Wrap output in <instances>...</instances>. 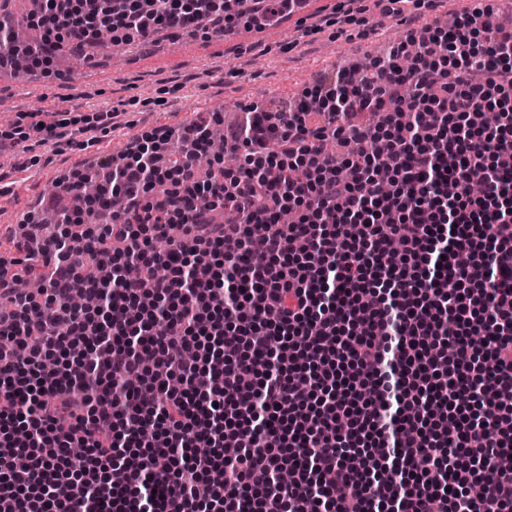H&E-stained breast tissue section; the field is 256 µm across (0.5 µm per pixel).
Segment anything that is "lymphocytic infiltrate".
I'll list each match as a JSON object with an SVG mask.
<instances>
[{
	"label": "lymphocytic infiltrate",
	"instance_id": "lymphocytic-infiltrate-1",
	"mask_svg": "<svg viewBox=\"0 0 512 512\" xmlns=\"http://www.w3.org/2000/svg\"><path fill=\"white\" fill-rule=\"evenodd\" d=\"M42 2L36 67L296 0ZM481 17L247 110L236 170L200 177V120L95 200L60 181L78 206L0 256V512H512V30Z\"/></svg>",
	"mask_w": 512,
	"mask_h": 512
}]
</instances>
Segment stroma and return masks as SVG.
Here are the masks:
<instances>
[{
	"label": "stroma",
	"instance_id": "35a3bbf8",
	"mask_svg": "<svg viewBox=\"0 0 512 512\" xmlns=\"http://www.w3.org/2000/svg\"><path fill=\"white\" fill-rule=\"evenodd\" d=\"M335 5L310 0L303 18L291 16L262 31L240 25L226 36L186 32L174 38L158 29L147 47L135 42L122 54L107 50L70 71L38 69L27 83L0 81V133L14 131L23 112L47 123L66 111L82 121L108 111L115 115L107 133L77 131L68 145L31 139L0 152V182L14 187L0 197V252L11 250L8 224L54 192L58 172L81 168L82 157L120 155L144 133L174 131L200 117L223 122L247 103L292 100L321 72L384 59L408 35V25L396 19L382 33L372 32L374 0H362L363 22L336 27ZM313 25L317 33L303 35V27Z\"/></svg>",
	"mask_w": 512,
	"mask_h": 512
}]
</instances>
